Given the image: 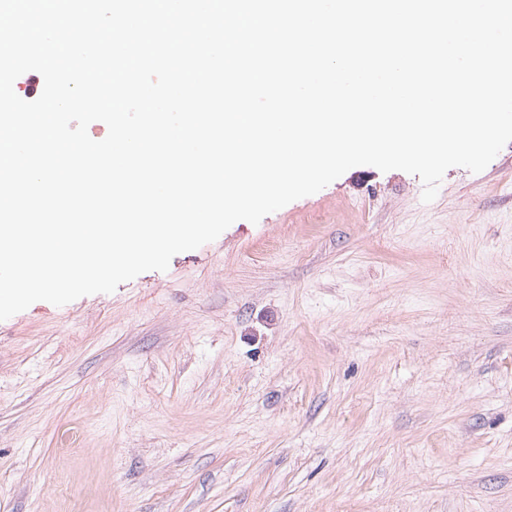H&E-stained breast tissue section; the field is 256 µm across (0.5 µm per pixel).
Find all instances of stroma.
Wrapping results in <instances>:
<instances>
[{
	"mask_svg": "<svg viewBox=\"0 0 512 512\" xmlns=\"http://www.w3.org/2000/svg\"><path fill=\"white\" fill-rule=\"evenodd\" d=\"M356 166L0 321V512H512V143Z\"/></svg>",
	"mask_w": 512,
	"mask_h": 512,
	"instance_id": "35a3bbf8",
	"label": "stroma"
}]
</instances>
